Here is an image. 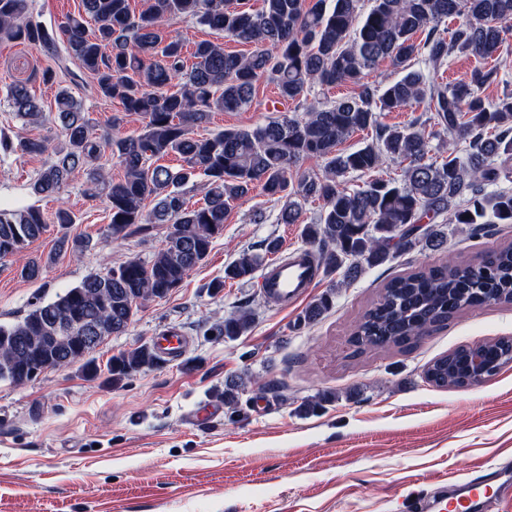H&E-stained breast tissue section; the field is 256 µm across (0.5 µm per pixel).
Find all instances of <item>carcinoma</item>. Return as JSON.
Wrapping results in <instances>:
<instances>
[{
    "mask_svg": "<svg viewBox=\"0 0 512 512\" xmlns=\"http://www.w3.org/2000/svg\"><path fill=\"white\" fill-rule=\"evenodd\" d=\"M83 12L67 15L59 36L68 53L96 80L105 99L121 105L110 128L98 133L67 92L57 95V119L64 145L48 139H13L0 135V151L54 157L40 171L34 192L60 194L78 169L86 171L84 193L105 196L114 238L151 224H168L164 245L147 261L132 257L87 276L79 285L46 303L37 302L22 319L0 324V381L19 385L18 376L32 362L48 363L47 350L33 345L26 354L4 339L47 335L49 319L76 325L100 322L104 335L126 330L138 305L164 298L209 254L224 231L232 204L261 186L283 201L280 224L300 222L302 203L323 202L317 221L303 226L305 238L318 246V259L346 280L365 269L385 265L418 246L443 248L448 239L435 220L453 213L457 224H512V192L497 186L512 180V94L487 102L478 90L497 79L494 68H474L465 81L446 84L438 69L452 54L483 60L494 57L512 35V0H148L140 12L130 0H82ZM27 0H0V40L50 50L55 38L25 18ZM192 18L197 24L252 47L248 54L227 52L209 40L194 44L185 57L181 39L167 35L165 22ZM459 19L448 30L441 24ZM95 30L89 35L87 21ZM386 62L395 77L369 80ZM272 80L279 103L293 104L266 123L197 134L214 112H239L254 100L257 84ZM347 85L351 94L332 102H308L317 87ZM7 98L26 123L45 120L41 104L24 84L9 87ZM433 113L437 130L426 132L414 119L383 124L381 112H401L412 105ZM129 121L140 131L121 134ZM373 129L370 142L353 151L337 149L347 137ZM448 138V156L432 139ZM466 147L459 151L457 147ZM169 155L181 168L158 163ZM124 168L114 182L109 160ZM305 161L323 163L305 170ZM387 162L400 166L398 178H371ZM354 176H364L356 187ZM206 179L203 203H189L186 187ZM47 229L34 205L0 211V260L24 252ZM81 242L58 237L54 255L76 253ZM261 254L244 250L224 270V277L250 279L262 265ZM512 294V244L476 261L419 269L392 279L356 326L365 348L400 344L420 326L443 323L490 295ZM332 308V294L309 305L303 322L317 321ZM252 313L240 310L212 322L209 335L235 339L245 335ZM67 364L83 362L91 376L107 373L114 386L152 369L159 358L150 345L112 356L100 366L85 356L92 349L68 346ZM467 350L457 348L432 363L437 386L464 385L461 365ZM229 420L239 415L235 385L222 396Z\"/></svg>",
    "mask_w": 512,
    "mask_h": 512,
    "instance_id": "cac0c4a2",
    "label": "carcinoma"
}]
</instances>
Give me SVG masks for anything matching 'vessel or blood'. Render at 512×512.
<instances>
[{
	"label": "vessel or blood",
	"mask_w": 512,
	"mask_h": 512,
	"mask_svg": "<svg viewBox=\"0 0 512 512\" xmlns=\"http://www.w3.org/2000/svg\"><path fill=\"white\" fill-rule=\"evenodd\" d=\"M314 257L304 250H293L290 257L266 266L260 288L266 298L289 303L304 296L316 279Z\"/></svg>",
	"instance_id": "obj_1"
}]
</instances>
